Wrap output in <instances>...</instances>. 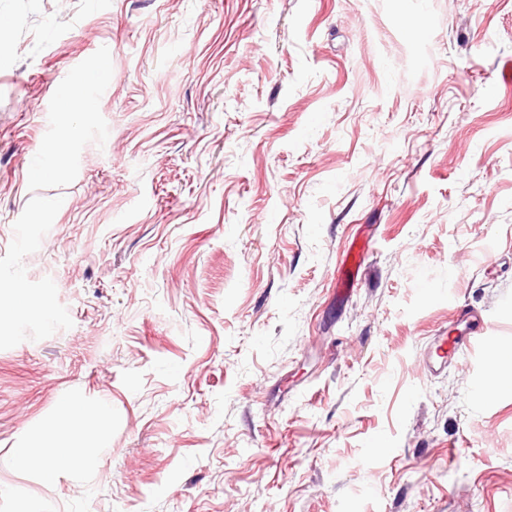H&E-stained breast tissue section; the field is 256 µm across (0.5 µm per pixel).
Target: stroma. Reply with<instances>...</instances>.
Segmentation results:
<instances>
[{
	"label": "stroma",
	"instance_id": "35a3bbf8",
	"mask_svg": "<svg viewBox=\"0 0 512 512\" xmlns=\"http://www.w3.org/2000/svg\"><path fill=\"white\" fill-rule=\"evenodd\" d=\"M16 291L0 512H512V0H0ZM50 441L95 461L12 467ZM455 323H465L464 329H451L448 333L434 336L425 352L427 370L437 374L448 368V361L467 350L474 341L485 338L481 322L471 319L469 313L460 311Z\"/></svg>",
	"mask_w": 512,
	"mask_h": 512
}]
</instances>
